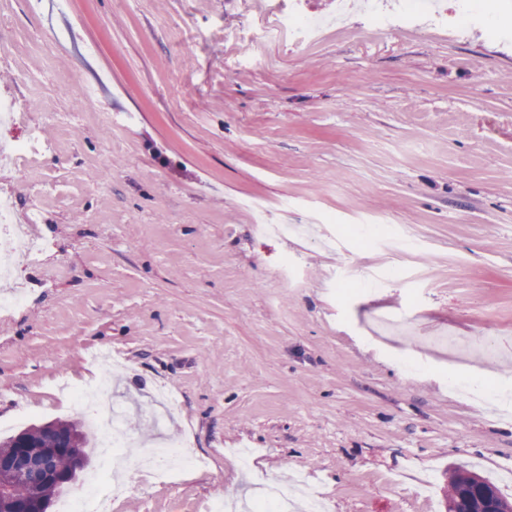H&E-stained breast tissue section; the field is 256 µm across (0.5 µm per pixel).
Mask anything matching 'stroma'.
<instances>
[{
  "label": "stroma",
  "instance_id": "stroma-1",
  "mask_svg": "<svg viewBox=\"0 0 512 512\" xmlns=\"http://www.w3.org/2000/svg\"><path fill=\"white\" fill-rule=\"evenodd\" d=\"M336 2L0 0V140L48 145L0 171L47 242L0 316V438L86 422L59 381L114 371L109 512L273 482L443 512L455 466L512 500V44ZM297 8L316 39L276 29ZM171 437L205 469L141 471ZM399 12L393 17H386L377 12L370 14L371 22L380 27H401L416 25L417 0H401Z\"/></svg>",
  "mask_w": 512,
  "mask_h": 512
}]
</instances>
